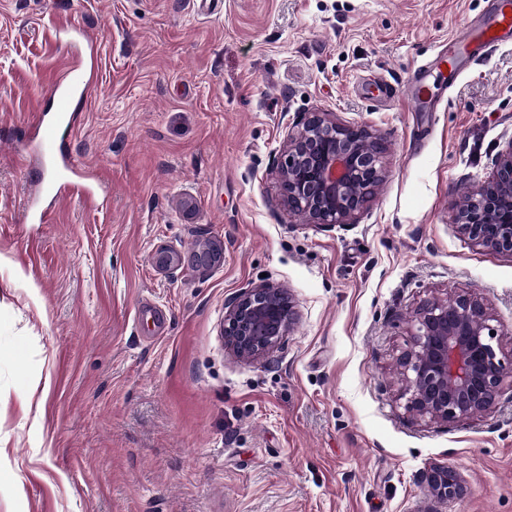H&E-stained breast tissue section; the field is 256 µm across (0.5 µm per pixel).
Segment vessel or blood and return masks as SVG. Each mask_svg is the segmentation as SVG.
<instances>
[{"label":"vessel or blood","mask_w":512,"mask_h":512,"mask_svg":"<svg viewBox=\"0 0 512 512\" xmlns=\"http://www.w3.org/2000/svg\"><path fill=\"white\" fill-rule=\"evenodd\" d=\"M512 41V0H492L486 19L476 25L459 29L448 39V50L441 56L450 72H457L464 63L476 64L492 50ZM91 84V71L85 60L75 59L52 86V119L37 123L39 137L35 149L42 163L55 169L52 179L39 180L33 192L34 201H47V208L33 212L38 223H46L51 206L69 195L87 199L97 190L88 180V172L72 159L57 138L58 128L70 124L71 106L76 95L84 94Z\"/></svg>","instance_id":"b4317fda"}]
</instances>
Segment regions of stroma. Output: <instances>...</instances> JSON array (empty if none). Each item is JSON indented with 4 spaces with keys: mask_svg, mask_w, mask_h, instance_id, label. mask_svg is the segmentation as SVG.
Here are the masks:
<instances>
[{
    "mask_svg": "<svg viewBox=\"0 0 512 512\" xmlns=\"http://www.w3.org/2000/svg\"><path fill=\"white\" fill-rule=\"evenodd\" d=\"M487 6L0 0V512H512V376L445 426L406 411L397 365L417 309L461 291L512 350V257L451 222L512 138V45L454 82L437 58ZM74 24L99 43L62 136L107 192L35 224L51 171L27 133L87 51L61 35ZM315 111L382 138L387 178L356 223L277 206L288 130ZM264 281L296 318L241 359L225 305ZM448 464L466 492L443 502L425 475Z\"/></svg>",
    "mask_w": 512,
    "mask_h": 512,
    "instance_id": "stroma-1",
    "label": "stroma"
}]
</instances>
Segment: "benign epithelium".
<instances>
[{"mask_svg": "<svg viewBox=\"0 0 512 512\" xmlns=\"http://www.w3.org/2000/svg\"><path fill=\"white\" fill-rule=\"evenodd\" d=\"M382 139L365 125L343 124L327 112H305L293 122L280 163L281 203L310 224H351L386 177ZM452 224L471 244L512 256V138L498 151L491 174L454 207ZM295 317L289 294L270 284L245 288L224 314L226 345L252 360L267 356ZM482 300L467 291L433 299L412 320L410 348L398 359L408 413L452 425L490 410L512 352ZM428 491L455 500L466 490L453 466L433 468Z\"/></svg>", "mask_w": 512, "mask_h": 512, "instance_id": "7a95c632", "label": "benign epithelium"}]
</instances>
